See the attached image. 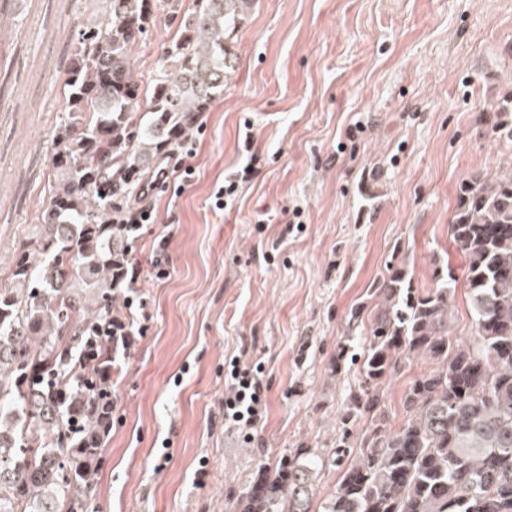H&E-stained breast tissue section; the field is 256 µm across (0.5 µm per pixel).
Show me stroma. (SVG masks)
Returning <instances> with one entry per match:
<instances>
[{
    "label": "stroma",
    "instance_id": "obj_1",
    "mask_svg": "<svg viewBox=\"0 0 512 512\" xmlns=\"http://www.w3.org/2000/svg\"><path fill=\"white\" fill-rule=\"evenodd\" d=\"M89 20L84 0H0V288L47 203L60 90ZM174 34L156 13L132 54L140 79ZM234 42L223 94L162 159L178 176L132 244L145 263L170 234V276L136 285L145 333L116 360L88 512H227L260 467L300 448L321 455L314 499L326 498L358 383L338 345L367 336L391 260L422 289L437 269L463 271L448 234L459 187L512 166L491 131L512 98V0H255ZM234 358L267 389L247 433L224 426Z\"/></svg>",
    "mask_w": 512,
    "mask_h": 512
}]
</instances>
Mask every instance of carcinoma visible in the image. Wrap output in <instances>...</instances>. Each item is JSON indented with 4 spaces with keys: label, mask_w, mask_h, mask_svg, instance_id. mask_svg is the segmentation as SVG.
Masks as SVG:
<instances>
[{
    "label": "carcinoma",
    "mask_w": 512,
    "mask_h": 512,
    "mask_svg": "<svg viewBox=\"0 0 512 512\" xmlns=\"http://www.w3.org/2000/svg\"><path fill=\"white\" fill-rule=\"evenodd\" d=\"M89 0L53 135L49 202L0 289V512H85L112 390L115 264L130 197L149 166L189 137L235 68L233 40L253 0ZM176 38L150 100L132 65L154 5ZM512 142V111L494 124ZM453 241L463 250L474 337L450 339L457 278L412 286L401 260L376 288L357 391L335 458L353 456L320 512H512V167L460 186ZM421 357L404 419L387 425L380 386ZM370 424L357 434L360 422ZM320 456L297 451L253 479L229 512H312Z\"/></svg>",
    "instance_id": "obj_1"
}]
</instances>
